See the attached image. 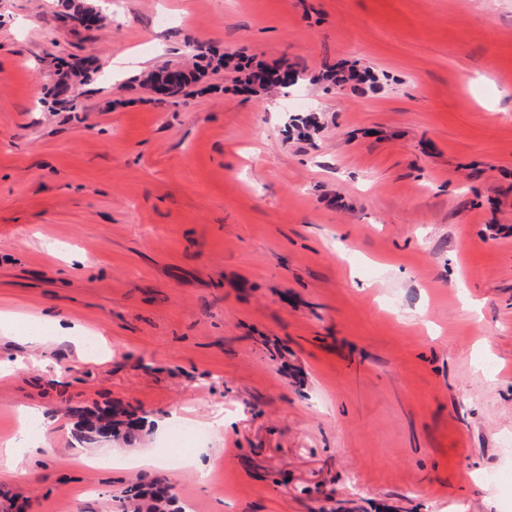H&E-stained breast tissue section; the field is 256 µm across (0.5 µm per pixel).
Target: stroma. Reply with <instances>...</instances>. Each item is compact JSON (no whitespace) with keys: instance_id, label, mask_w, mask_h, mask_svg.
Masks as SVG:
<instances>
[{"instance_id":"1","label":"stroma","mask_w":512,"mask_h":512,"mask_svg":"<svg viewBox=\"0 0 512 512\" xmlns=\"http://www.w3.org/2000/svg\"><path fill=\"white\" fill-rule=\"evenodd\" d=\"M80 2L94 35L0 0V310L110 352L0 343V444L44 418L0 512H126L154 481L191 512H512V0ZM196 43L307 78L210 70L162 102L114 77ZM78 58L81 111L50 109ZM326 62L373 79L316 82ZM110 404L139 426L82 429ZM174 415L207 478L82 458L156 457ZM229 66L241 74L240 83L242 85L245 87L256 86L265 91L288 87L273 77V75L284 66L288 71L297 76L298 79H303L302 72L298 69L300 64L296 60H292L286 56L280 58L272 69L262 62H256L254 64L252 60H248L242 63L237 60H228L224 55L217 58L215 68H226Z\"/></svg>"}]
</instances>
